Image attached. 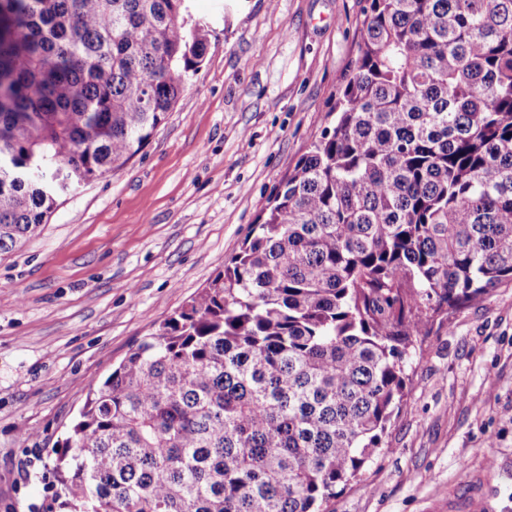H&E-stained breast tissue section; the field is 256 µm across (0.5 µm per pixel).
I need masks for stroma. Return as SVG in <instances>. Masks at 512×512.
Masks as SVG:
<instances>
[{
	"instance_id": "1",
	"label": "stroma",
	"mask_w": 512,
	"mask_h": 512,
	"mask_svg": "<svg viewBox=\"0 0 512 512\" xmlns=\"http://www.w3.org/2000/svg\"><path fill=\"white\" fill-rule=\"evenodd\" d=\"M366 0H194L198 74L122 168L0 253V512H48L55 450L92 387L223 270L324 127ZM388 447L328 512H512V281L436 315L407 354Z\"/></svg>"
}]
</instances>
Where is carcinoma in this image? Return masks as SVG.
<instances>
[{
	"instance_id": "carcinoma-1",
	"label": "carcinoma",
	"mask_w": 512,
	"mask_h": 512,
	"mask_svg": "<svg viewBox=\"0 0 512 512\" xmlns=\"http://www.w3.org/2000/svg\"><path fill=\"white\" fill-rule=\"evenodd\" d=\"M193 0H0V252L124 166L199 72ZM336 123L240 249L91 391L56 512H323L406 355L512 281V0H367Z\"/></svg>"
}]
</instances>
